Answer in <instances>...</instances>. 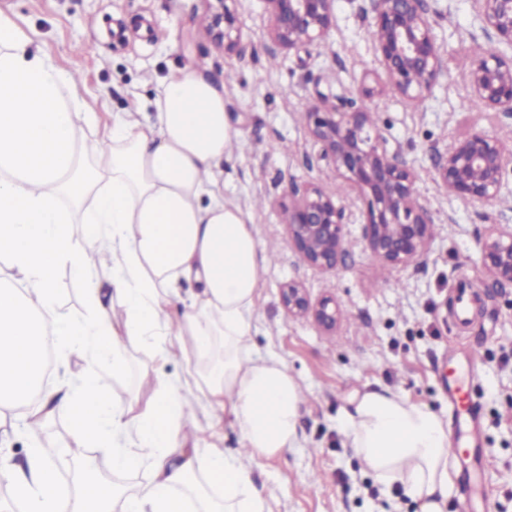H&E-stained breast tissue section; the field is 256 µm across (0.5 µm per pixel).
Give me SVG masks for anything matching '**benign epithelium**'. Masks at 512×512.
I'll return each mask as SVG.
<instances>
[{
  "label": "benign epithelium",
  "instance_id": "1",
  "mask_svg": "<svg viewBox=\"0 0 512 512\" xmlns=\"http://www.w3.org/2000/svg\"><path fill=\"white\" fill-rule=\"evenodd\" d=\"M206 29L226 52L237 49L241 33L226 0H204ZM274 43L291 50L319 47L333 27L334 0H261ZM480 30L501 49L474 59L464 72L472 95L488 110L512 114V0H470ZM374 68L359 96L380 94L371 80L407 102L427 96L447 69L425 0H369ZM310 140L361 203L364 248L390 267L426 252L433 236L430 211L420 203L416 174L401 155L389 150L378 116L362 104L339 107L322 99L303 112ZM512 148L493 135L473 132L454 141L438 168L440 181L463 201L491 204L512 195L504 179ZM288 242L307 265L331 271L345 253L349 215L337 194L312 184L288 196ZM478 260L495 281L512 283V229L493 225L480 243ZM281 302L292 316L312 315L326 330L336 328V302L312 305L306 289L290 283Z\"/></svg>",
  "mask_w": 512,
  "mask_h": 512
}]
</instances>
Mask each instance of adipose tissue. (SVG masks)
<instances>
[{"instance_id": "ef3b65f1", "label": "adipose tissue", "mask_w": 512, "mask_h": 512, "mask_svg": "<svg viewBox=\"0 0 512 512\" xmlns=\"http://www.w3.org/2000/svg\"><path fill=\"white\" fill-rule=\"evenodd\" d=\"M0 12V447L33 438L23 462L0 454V481L23 512H269L250 463L299 439L302 390L283 361L257 356L255 299L272 256L215 176L240 133L225 87L184 69L150 112H117L100 124L75 78ZM83 285L82 315L67 314L57 283ZM173 336L191 346L214 412L229 411L241 448L227 455L185 430L196 405L182 380L155 377L145 404L122 399L109 377L127 352L167 359ZM84 370L42 381L35 342ZM70 419L69 447L104 448L113 474L145 471L121 488L89 475L63 488L37 437ZM342 423L348 446L377 481L400 483L420 512H444L448 436L428 407L387 388L364 392Z\"/></svg>"}]
</instances>
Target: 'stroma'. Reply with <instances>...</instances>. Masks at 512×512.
Returning <instances> with one entry per match:
<instances>
[{"label":"stroma","mask_w":512,"mask_h":512,"mask_svg":"<svg viewBox=\"0 0 512 512\" xmlns=\"http://www.w3.org/2000/svg\"><path fill=\"white\" fill-rule=\"evenodd\" d=\"M447 73L415 104L386 92L369 101L390 150L417 173V195L434 218L426 253L387 269L365 250L362 227H346L347 256L338 270L303 263L283 226L288 188L318 182L338 196L343 183L309 141L302 112L319 98H356L372 67L367 0H336L335 23L321 47L285 50L268 36L261 0H234L242 39L224 54L201 25L202 0H0V11L79 77L78 94L96 112H124L151 103L168 76L191 67L227 88L226 110L241 138L218 172L224 196L252 220L273 253L256 301L255 354L282 359L300 383L304 403L297 447L252 467L270 512H419L400 485L377 483L346 446L341 415L367 389L387 387L448 417L450 356L480 351L476 381L481 435L494 457L485 479L493 512H512V284L490 278L478 242L490 225H512V196L495 204L465 202L441 184L437 169L449 144L476 130L512 143V115L488 112L470 94L456 66L485 36L469 0H426ZM477 290L471 323L448 319L460 281ZM298 282L312 302L335 299L341 315L328 332L312 318L282 308L280 289ZM130 371L111 380L123 397L146 394L156 374L184 377L193 354L159 361L149 350L128 352Z\"/></svg>","instance_id":"obj_1"}]
</instances>
